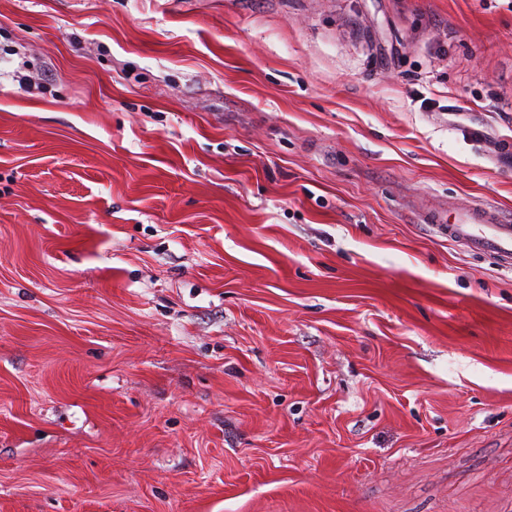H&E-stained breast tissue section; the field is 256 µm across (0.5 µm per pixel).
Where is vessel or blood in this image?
Segmentation results:
<instances>
[{
    "instance_id": "1",
    "label": "vessel or blood",
    "mask_w": 512,
    "mask_h": 512,
    "mask_svg": "<svg viewBox=\"0 0 512 512\" xmlns=\"http://www.w3.org/2000/svg\"><path fill=\"white\" fill-rule=\"evenodd\" d=\"M449 241L470 250L497 257L504 267L512 266V218L499 213L468 211L453 224L441 223L439 216L428 215Z\"/></svg>"
}]
</instances>
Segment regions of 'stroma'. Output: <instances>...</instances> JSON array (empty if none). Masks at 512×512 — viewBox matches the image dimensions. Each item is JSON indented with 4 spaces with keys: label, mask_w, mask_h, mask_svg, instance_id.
Here are the masks:
<instances>
[{
    "label": "stroma",
    "mask_w": 512,
    "mask_h": 512,
    "mask_svg": "<svg viewBox=\"0 0 512 512\" xmlns=\"http://www.w3.org/2000/svg\"><path fill=\"white\" fill-rule=\"evenodd\" d=\"M512 0H0V512H512ZM427 222L448 235V240L470 250L492 254L505 268L512 266V218L499 213L468 211L453 224H441L438 215L428 214Z\"/></svg>",
    "instance_id": "1"
}]
</instances>
